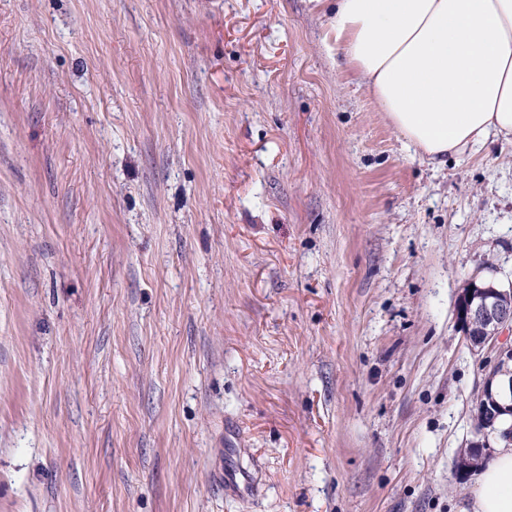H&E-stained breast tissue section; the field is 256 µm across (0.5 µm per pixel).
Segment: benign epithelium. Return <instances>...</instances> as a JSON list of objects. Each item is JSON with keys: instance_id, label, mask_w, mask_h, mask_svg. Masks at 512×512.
<instances>
[{"instance_id": "7a95c632", "label": "benign epithelium", "mask_w": 512, "mask_h": 512, "mask_svg": "<svg viewBox=\"0 0 512 512\" xmlns=\"http://www.w3.org/2000/svg\"><path fill=\"white\" fill-rule=\"evenodd\" d=\"M456 321L468 346L476 353L494 354L480 382L469 448L488 446L489 437L512 443V287L470 279L457 297Z\"/></svg>"}]
</instances>
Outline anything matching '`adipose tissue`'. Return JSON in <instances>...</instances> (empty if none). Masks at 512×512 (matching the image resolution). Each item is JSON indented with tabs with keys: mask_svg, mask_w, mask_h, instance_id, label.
I'll return each instance as SVG.
<instances>
[{
	"mask_svg": "<svg viewBox=\"0 0 512 512\" xmlns=\"http://www.w3.org/2000/svg\"><path fill=\"white\" fill-rule=\"evenodd\" d=\"M334 40L385 120L432 166L512 137V0H336ZM474 512H512V446Z\"/></svg>",
	"mask_w": 512,
	"mask_h": 512,
	"instance_id": "obj_1",
	"label": "adipose tissue"
}]
</instances>
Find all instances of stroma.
<instances>
[{"label":"stroma","instance_id":"1","mask_svg":"<svg viewBox=\"0 0 512 512\" xmlns=\"http://www.w3.org/2000/svg\"><path fill=\"white\" fill-rule=\"evenodd\" d=\"M333 6L0 0V512H471L512 140L429 166Z\"/></svg>","mask_w":512,"mask_h":512}]
</instances>
